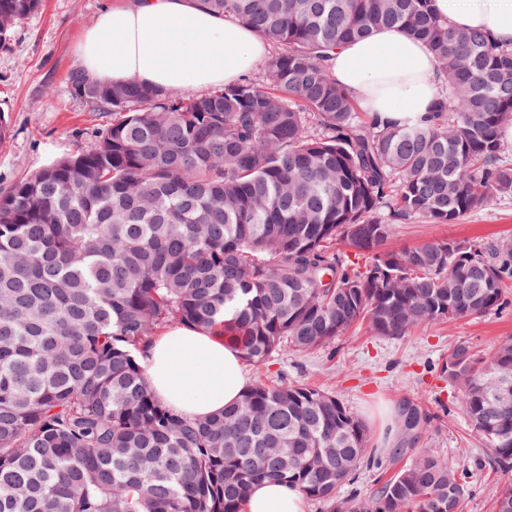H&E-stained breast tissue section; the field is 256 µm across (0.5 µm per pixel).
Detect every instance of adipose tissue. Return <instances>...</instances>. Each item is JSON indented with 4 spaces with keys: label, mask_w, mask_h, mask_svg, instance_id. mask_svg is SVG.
<instances>
[{
    "label": "adipose tissue",
    "mask_w": 512,
    "mask_h": 512,
    "mask_svg": "<svg viewBox=\"0 0 512 512\" xmlns=\"http://www.w3.org/2000/svg\"><path fill=\"white\" fill-rule=\"evenodd\" d=\"M453 26L512 43V0H435ZM83 69L104 83L206 90L240 81L269 53L246 24L216 15L201 0H114L77 43ZM330 72L362 106L404 122L427 114L440 90L437 66L421 43L390 29L331 52ZM140 363L151 392L193 418L220 413L249 386L237 349L218 333L173 326ZM242 512H306L303 492L273 481L248 491Z\"/></svg>",
    "instance_id": "1"
}]
</instances>
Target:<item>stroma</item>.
<instances>
[{
	"label": "stroma",
	"mask_w": 512,
	"mask_h": 512,
	"mask_svg": "<svg viewBox=\"0 0 512 512\" xmlns=\"http://www.w3.org/2000/svg\"><path fill=\"white\" fill-rule=\"evenodd\" d=\"M113 0H43L41 9L18 24L0 47V107L11 133L0 143V191L23 175L91 145L97 130L108 126L107 114L86 111L70 91L68 71L77 66L76 45ZM512 238V194L495 197L486 207L454 224L417 221L397 226L386 248L398 251L427 239L480 243ZM512 336V304L479 318L438 324L408 336H374L349 330L328 347L307 353H282L262 366L245 365L249 380L303 382L333 392L357 413L380 450L378 463L364 467L342 497L376 493L389 478L422 451L433 452L467 469L471 493L463 512H493L497 489L508 479L493 461L485 442L472 433L458 407L460 388L442 372L448 349L468 342L489 355ZM418 404L428 421L405 432L397 421L403 402Z\"/></svg>",
	"instance_id": "stroma-1"
}]
</instances>
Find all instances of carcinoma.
<instances>
[{"mask_svg":"<svg viewBox=\"0 0 512 512\" xmlns=\"http://www.w3.org/2000/svg\"><path fill=\"white\" fill-rule=\"evenodd\" d=\"M432 2L203 0L274 54L261 81L201 93L69 70L112 124L0 193V512H241L261 480L332 512H460L466 473L425 451L372 498H338L377 449L328 391L257 381L193 419L153 395L138 361L173 324L217 329L264 365L358 324L405 336L502 307L512 240L384 250L398 224L455 223L512 194V45ZM41 4L0 0V46ZM382 28L433 55L428 116L365 112L332 77L331 50ZM442 371L511 470L512 337L487 357L459 342ZM398 420L413 432L427 417L405 403ZM494 508L512 512V483Z\"/></svg>","mask_w":512,"mask_h":512,"instance_id":"1","label":"carcinoma"}]
</instances>
